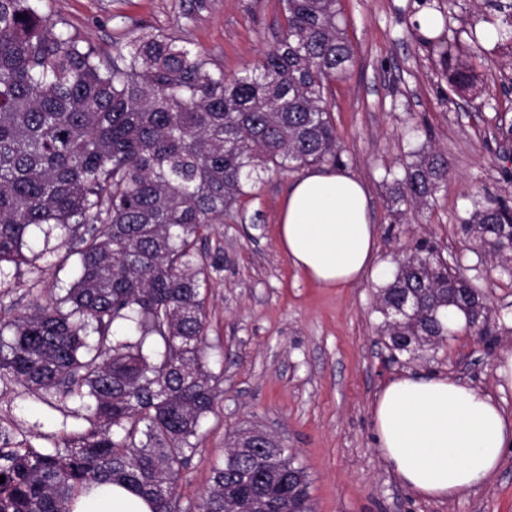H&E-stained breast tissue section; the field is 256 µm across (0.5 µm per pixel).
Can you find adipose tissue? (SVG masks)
I'll return each mask as SVG.
<instances>
[{
    "label": "adipose tissue",
    "mask_w": 512,
    "mask_h": 512,
    "mask_svg": "<svg viewBox=\"0 0 512 512\" xmlns=\"http://www.w3.org/2000/svg\"><path fill=\"white\" fill-rule=\"evenodd\" d=\"M279 242L311 280L345 288L376 274L377 227L365 184L349 171L317 166L289 187ZM385 462L418 496L453 500L498 472L512 447V413L490 394L441 375L394 377L372 405ZM73 512H151L149 503L107 483L79 496Z\"/></svg>",
    "instance_id": "obj_1"
}]
</instances>
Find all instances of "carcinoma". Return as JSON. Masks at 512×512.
Masks as SVG:
<instances>
[{"label":"carcinoma","mask_w":512,"mask_h":512,"mask_svg":"<svg viewBox=\"0 0 512 512\" xmlns=\"http://www.w3.org/2000/svg\"><path fill=\"white\" fill-rule=\"evenodd\" d=\"M276 46L232 76L205 53L142 29L112 53L54 19L48 0H0V273L56 248L79 256L65 294L0 320V374L42 399L74 402L86 427L50 448L14 442L0 428V512H72L92 485L112 482L181 512L178 481L191 439L214 413L218 390L204 358L207 266L196 243L224 223L262 173L336 165L341 145L326 94L353 46L340 0H282ZM499 41L512 43V3H497ZM449 82L469 71L457 43L439 40ZM391 173L387 207L421 209L448 176L429 143ZM83 227L75 236L77 227ZM44 248L23 252L32 228ZM462 231L499 265L512 263V208L476 193ZM56 248L47 247L50 239ZM411 299L406 317L395 309ZM481 313L489 298L423 243L380 290L382 335L416 354L453 335L438 313ZM157 336V361L143 347ZM225 439L195 512H314L305 469L272 444Z\"/></svg>","instance_id":"1"}]
</instances>
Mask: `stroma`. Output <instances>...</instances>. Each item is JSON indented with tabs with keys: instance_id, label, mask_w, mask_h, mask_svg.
<instances>
[{
	"instance_id": "stroma-1",
	"label": "stroma",
	"mask_w": 512,
	"mask_h": 512,
	"mask_svg": "<svg viewBox=\"0 0 512 512\" xmlns=\"http://www.w3.org/2000/svg\"><path fill=\"white\" fill-rule=\"evenodd\" d=\"M51 10L98 53L146 26L205 50L232 74L272 49L283 23L281 0H206L183 18L182 0H52ZM354 58L328 98L342 146V166L367 186L378 226L380 278L350 288L321 286L281 251L278 214L296 175L265 174L197 242L220 260L211 273L208 356L219 390L203 422L197 451L179 479L181 504L196 501L224 439L235 429L263 428L280 438L306 470L315 512H512V448L496 478L467 497L428 501L414 495L383 461L371 423L378 389L398 374H442L478 387L512 411V390L499 392L494 368L512 351V277L478 259L461 225L470 197L486 191L512 204V48L485 40L501 15L485 0H340ZM445 11L446 34L472 73L470 90L449 85L424 46L425 14ZM427 130L450 164L421 212L393 217L386 206L387 170L410 162L414 129ZM422 239L491 299L492 343L472 331L416 357H391L379 332L375 295L392 281L396 257ZM72 262L51 256L38 267H6L0 316L11 318L51 289L69 287ZM0 420L15 440L52 446L84 423L74 404L51 407L9 377L0 378Z\"/></svg>"
}]
</instances>
